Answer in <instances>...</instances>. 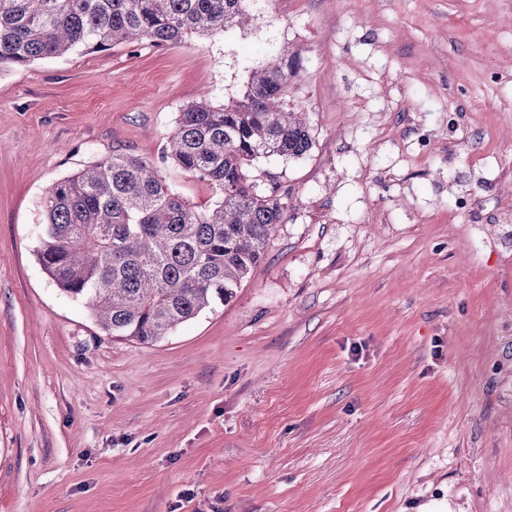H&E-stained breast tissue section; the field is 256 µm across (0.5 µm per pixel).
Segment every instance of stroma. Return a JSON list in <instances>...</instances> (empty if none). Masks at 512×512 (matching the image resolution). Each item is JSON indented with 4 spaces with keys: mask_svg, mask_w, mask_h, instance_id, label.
<instances>
[{
    "mask_svg": "<svg viewBox=\"0 0 512 512\" xmlns=\"http://www.w3.org/2000/svg\"><path fill=\"white\" fill-rule=\"evenodd\" d=\"M241 27L0 74V512H512V0H249ZM313 147L231 299L106 336L36 250L43 198L283 48ZM474 194L466 212L458 203Z\"/></svg>",
    "mask_w": 512,
    "mask_h": 512,
    "instance_id": "1",
    "label": "stroma"
}]
</instances>
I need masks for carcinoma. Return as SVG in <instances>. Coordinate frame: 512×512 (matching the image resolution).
Returning <instances> with one entry per match:
<instances>
[{
  "mask_svg": "<svg viewBox=\"0 0 512 512\" xmlns=\"http://www.w3.org/2000/svg\"><path fill=\"white\" fill-rule=\"evenodd\" d=\"M246 0H0V72L75 49L147 40L177 45L242 24ZM302 69L282 50L251 70L240 96L186 106L164 148L171 161L218 194L192 209L152 163L112 153L53 184L44 198L38 262L67 297L84 301L102 331L144 344L226 301L265 256L288 213L276 177L259 190L262 157L312 148L304 113L288 104Z\"/></svg>",
  "mask_w": 512,
  "mask_h": 512,
  "instance_id": "1",
  "label": "carcinoma"
}]
</instances>
